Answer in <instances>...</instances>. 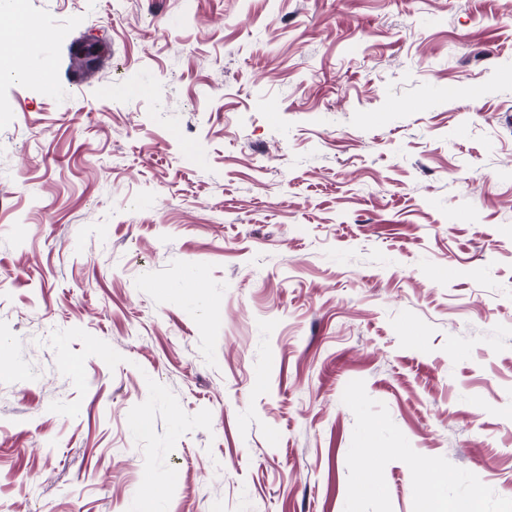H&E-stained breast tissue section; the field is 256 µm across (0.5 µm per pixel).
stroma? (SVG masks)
I'll list each match as a JSON object with an SVG mask.
<instances>
[{
    "mask_svg": "<svg viewBox=\"0 0 512 512\" xmlns=\"http://www.w3.org/2000/svg\"><path fill=\"white\" fill-rule=\"evenodd\" d=\"M505 3L24 0L0 512H512ZM451 480L448 472L438 474L434 480L424 485L419 498L421 512H479L475 495L461 500L448 501L442 494V488Z\"/></svg>",
    "mask_w": 512,
    "mask_h": 512,
    "instance_id": "stroma-1",
    "label": "stroma"
}]
</instances>
